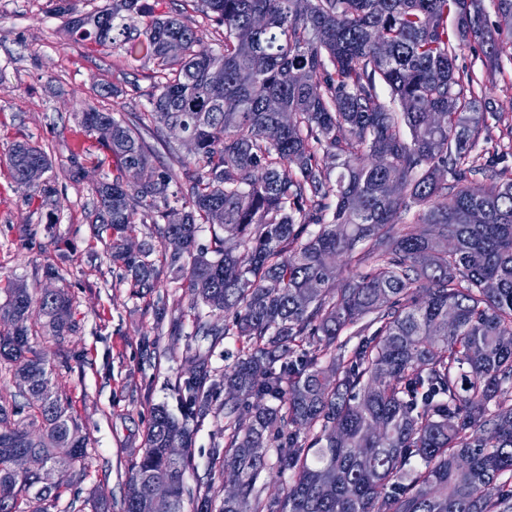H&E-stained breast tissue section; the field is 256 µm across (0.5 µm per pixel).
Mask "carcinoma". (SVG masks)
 Here are the masks:
<instances>
[{
  "instance_id": "cac0c4a2",
  "label": "carcinoma",
  "mask_w": 512,
  "mask_h": 512,
  "mask_svg": "<svg viewBox=\"0 0 512 512\" xmlns=\"http://www.w3.org/2000/svg\"><path fill=\"white\" fill-rule=\"evenodd\" d=\"M493 4L490 26L484 0H198L224 28L201 50L181 14L143 0L79 13L57 0L70 34L120 45L156 79L140 112L80 116L90 135L112 123V177L93 190L112 261L145 295L166 270L191 335L241 342L224 368L214 456L236 486L219 512H512V174L471 160L486 113L456 65L472 47L512 60V0ZM157 143L174 164L155 165ZM8 161L18 182L52 169L27 142ZM138 224L153 229L132 252ZM0 293V364L23 387L0 396V512H49L88 441L33 343L71 331V300L21 282ZM187 352L181 418L152 408L123 512L160 486L158 512H212L184 481L188 421L213 410L211 354ZM28 452L39 467L16 471ZM272 474L288 483L265 496Z\"/></svg>"
}]
</instances>
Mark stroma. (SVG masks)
<instances>
[{
  "label": "stroma",
  "instance_id": "1",
  "mask_svg": "<svg viewBox=\"0 0 512 512\" xmlns=\"http://www.w3.org/2000/svg\"><path fill=\"white\" fill-rule=\"evenodd\" d=\"M51 0H0V280L23 282L31 289L62 288L71 298L72 330L40 347L69 355V370L53 382L71 405V415L88 439L89 457L70 475L51 512L101 507L122 512L127 481L145 446L151 409L163 404L180 414L179 381L192 366L187 347H214L212 365L223 368L225 352H237L232 339L210 342L203 336L174 332L171 322L188 300L160 273L152 294L138 296L123 267L113 264L106 234L91 223L94 184L112 171V158L76 120L87 106L124 114L139 112L153 90L150 68L129 65L121 48L103 49L71 37ZM459 70L483 85L495 113L485 137L506 143L512 125V60L489 69L481 51L464 50ZM29 142L53 161L52 198L34 194L13 178L7 163L11 146ZM84 176H69L72 159ZM59 275L49 278L47 267ZM166 319L157 321L158 300ZM156 344L152 359L142 343ZM223 390L214 393L215 413L191 421L186 482L214 501L224 496V481L212 477L213 442L224 438Z\"/></svg>",
  "mask_w": 512,
  "mask_h": 512
}]
</instances>
